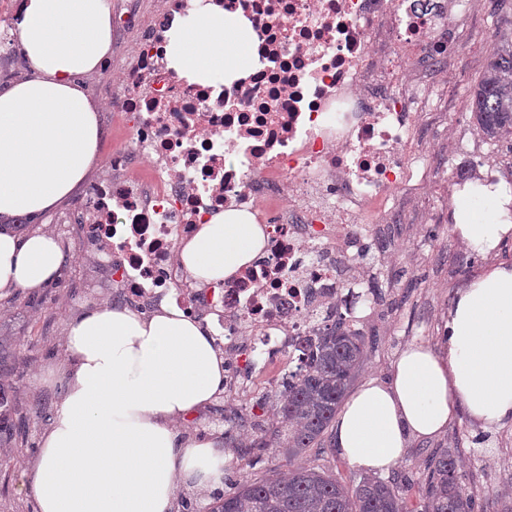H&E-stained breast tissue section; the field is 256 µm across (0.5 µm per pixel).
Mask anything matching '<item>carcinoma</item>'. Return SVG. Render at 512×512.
I'll return each instance as SVG.
<instances>
[{"instance_id": "carcinoma-1", "label": "carcinoma", "mask_w": 512, "mask_h": 512, "mask_svg": "<svg viewBox=\"0 0 512 512\" xmlns=\"http://www.w3.org/2000/svg\"><path fill=\"white\" fill-rule=\"evenodd\" d=\"M483 134L490 139L512 137V42L489 62L469 102ZM373 344L362 330L342 319L318 328L303 348L288 382L274 394L270 412L286 425L282 429L262 419L250 423V447L281 448L286 462L314 448L326 449L325 435L336 412L357 378L360 362ZM11 408L0 383V446L16 436ZM228 429L224 439L246 421L234 409H224ZM422 508L414 512H476V500L467 493L457 458L446 448L429 459L428 476L420 488ZM211 512H409L404 486L396 480L364 478L347 486L319 467L297 466L288 476L279 474L245 481L220 495Z\"/></svg>"}]
</instances>
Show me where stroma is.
Masks as SVG:
<instances>
[{"instance_id": "stroma-1", "label": "stroma", "mask_w": 512, "mask_h": 512, "mask_svg": "<svg viewBox=\"0 0 512 512\" xmlns=\"http://www.w3.org/2000/svg\"><path fill=\"white\" fill-rule=\"evenodd\" d=\"M160 0H112V12L135 10L136 16L112 38V54L103 72L89 75L85 84L102 103L99 121L103 134L100 156H107L121 140L112 122L110 73L130 60L140 26L157 11ZM13 0H0V63L12 79L28 71L10 34ZM468 31L462 34L458 54L434 68L413 72L412 77L434 88L420 117L428 169L423 180L396 190L391 199L396 221L374 225V245L359 266V275L379 282L377 309L362 308V328L375 336L357 377L358 383L388 379L401 351L411 342L432 345L442 340V324L454 292L488 266L512 264V238L495 250L472 251L449 231L451 205L459 186L488 175L512 182V169L495 171L472 167L466 148L485 138L468 106L470 95L496 49L512 39V0H468ZM6 78V79H9ZM6 79L0 77V86ZM85 199L77 194L45 216L42 223H28L60 242L65 264L60 278L37 290L0 293V374L13 420L21 431L11 447H0V512H36L29 484V467L38 457L43 434L49 428L66 387L59 364L64 355L66 325L87 308L114 303L112 289L101 283L96 258L81 256L75 225L67 216ZM226 394L215 396L179 426L185 437L210 434L223 438ZM447 448L455 452L463 483L486 512H500L497 499L512 498V426L481 431L465 415H458L438 436L411 440L392 476L412 478L423 484L430 452ZM281 460L273 451L262 457L232 454L224 471L225 484L271 475Z\"/></svg>"}]
</instances>
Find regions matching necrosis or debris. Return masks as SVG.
<instances>
[{
  "mask_svg": "<svg viewBox=\"0 0 512 512\" xmlns=\"http://www.w3.org/2000/svg\"><path fill=\"white\" fill-rule=\"evenodd\" d=\"M252 23L259 67L232 85L191 84L168 66V32L193 0H161L112 82L129 132L90 187L76 224L121 299L169 300L211 324L237 354L278 352L283 367L362 285L365 224H390V199L426 163L419 111L432 91L407 74L460 43L464 0H210ZM264 224L266 257L219 289L194 288L178 243L227 205Z\"/></svg>",
  "mask_w": 512,
  "mask_h": 512,
  "instance_id": "4bbe7bcc",
  "label": "necrosis or debris"
}]
</instances>
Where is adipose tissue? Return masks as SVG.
Returning a JSON list of instances; mask_svg holds the SVG:
<instances>
[{
    "label": "adipose tissue",
    "mask_w": 512,
    "mask_h": 512,
    "mask_svg": "<svg viewBox=\"0 0 512 512\" xmlns=\"http://www.w3.org/2000/svg\"><path fill=\"white\" fill-rule=\"evenodd\" d=\"M12 35L29 74L0 88V215L38 219L87 182L102 137L101 104L84 79L111 52V0H14ZM170 67L190 83L232 84L257 62L242 13L195 0L168 35ZM450 226L473 250L512 235V184L477 180L456 193ZM264 230L246 210L211 216L176 258L200 288L224 283L266 255ZM53 236L0 233V291L54 279ZM62 401L30 469L37 512H173L178 486H224L217 441L177 429L223 391L227 370L211 325L162 302L143 315L95 305L66 328ZM485 430L512 425V265L471 279L453 298L440 349L414 342L390 379L345 401L333 443L354 467L389 471L414 438L443 432L456 414Z\"/></svg>",
    "instance_id": "adipose-tissue-1"
}]
</instances>
